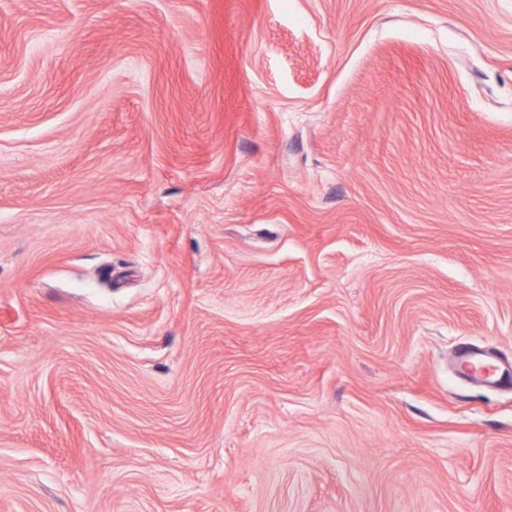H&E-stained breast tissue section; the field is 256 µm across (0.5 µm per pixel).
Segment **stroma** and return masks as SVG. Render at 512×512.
<instances>
[{
    "label": "stroma",
    "mask_w": 512,
    "mask_h": 512,
    "mask_svg": "<svg viewBox=\"0 0 512 512\" xmlns=\"http://www.w3.org/2000/svg\"><path fill=\"white\" fill-rule=\"evenodd\" d=\"M512 0H0V512H512ZM458 359L461 364L469 366L477 380L484 382H499L505 372H502L497 366L485 362V359L478 352L464 348L460 351Z\"/></svg>",
    "instance_id": "obj_1"
}]
</instances>
